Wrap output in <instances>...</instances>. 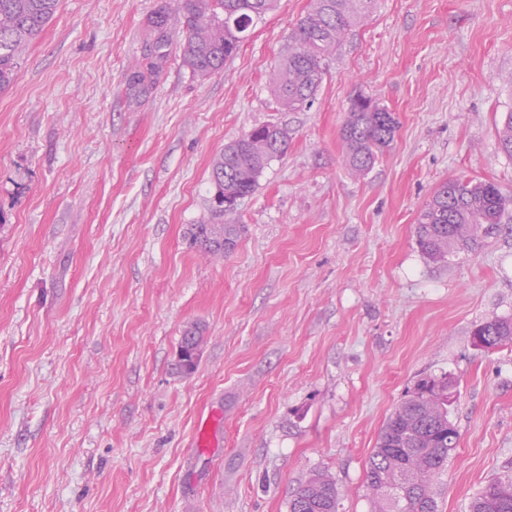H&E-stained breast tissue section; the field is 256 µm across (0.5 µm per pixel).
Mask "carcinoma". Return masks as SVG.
Wrapping results in <instances>:
<instances>
[{
	"label": "carcinoma",
	"mask_w": 512,
	"mask_h": 512,
	"mask_svg": "<svg viewBox=\"0 0 512 512\" xmlns=\"http://www.w3.org/2000/svg\"><path fill=\"white\" fill-rule=\"evenodd\" d=\"M278 0H174V10L155 13L152 27L168 28L176 15L186 30L183 63L200 78L224 69L240 50L254 23L272 11ZM371 0H310L290 36L288 50L269 78V89L285 111L307 106L322 83L327 62L353 27L368 13ZM58 0H0V91L14 81L29 41L52 19ZM398 122L393 113L362 95L351 104L340 129L351 171L365 174L394 140ZM282 139L266 132L253 139L244 134L211 161L210 200L213 222L192 224L191 243L203 254L219 258L233 251L244 233L235 219L237 201L251 194L263 171L288 151ZM501 150L512 156V112L499 131ZM512 208V198L489 181L450 179L433 193L417 219V245L432 262L448 261L459 249H474L492 234ZM495 350L512 343V318H495L472 330ZM204 328L188 325L180 345L201 348ZM454 381L429 376L414 383L404 401L383 425L367 467L371 512H438L434 482L458 447L459 432L450 419ZM336 479L326 470L312 472L295 490L289 512H337ZM470 512H512V477L488 481L470 503Z\"/></svg>",
	"instance_id": "1"
}]
</instances>
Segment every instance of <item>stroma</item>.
<instances>
[{"label": "stroma", "instance_id": "stroma-1", "mask_svg": "<svg viewBox=\"0 0 512 512\" xmlns=\"http://www.w3.org/2000/svg\"><path fill=\"white\" fill-rule=\"evenodd\" d=\"M172 3L60 0L0 92V512H289L319 469L338 512H370L382 425L444 373L460 439L435 491L467 512L512 476V347L471 344L512 318V217L437 264L415 228L452 178L512 197V0H374L296 112L268 80L309 0L203 80L177 23L155 56ZM359 94L399 123L361 177L340 137ZM269 124L288 152L239 200L236 249L204 256L184 234L212 219L210 162ZM472 336H476L472 338L473 346L486 349L487 344L484 338L480 336H485L487 340H489L492 345L490 350H495L499 347H502L508 343H512V318H495L484 323H480L474 327L472 330Z\"/></svg>", "mask_w": 512, "mask_h": 512}]
</instances>
